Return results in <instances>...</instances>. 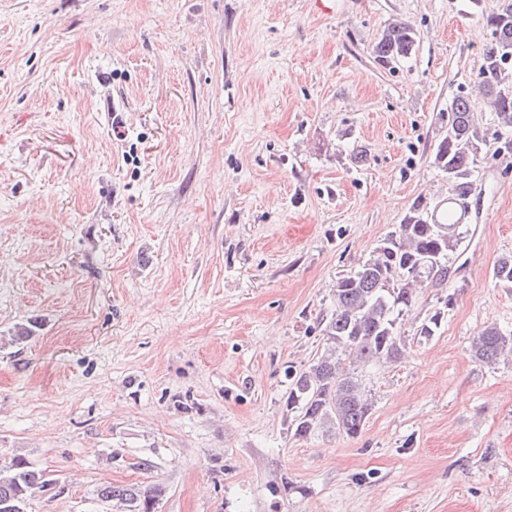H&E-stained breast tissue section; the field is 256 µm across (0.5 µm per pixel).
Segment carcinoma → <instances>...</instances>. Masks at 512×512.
I'll return each mask as SVG.
<instances>
[{
  "label": "carcinoma",
  "instance_id": "1",
  "mask_svg": "<svg viewBox=\"0 0 512 512\" xmlns=\"http://www.w3.org/2000/svg\"><path fill=\"white\" fill-rule=\"evenodd\" d=\"M482 20L492 41L484 54L481 93L499 125L512 130V0ZM416 41L411 26L394 22L381 32L372 53L379 64L389 66L408 58ZM486 145L469 93H457L448 107V132L432 154L433 166L448 179V201L418 198L374 254L337 279L331 314L321 320L324 350L305 369L286 371V409L293 414L294 435L308 438L336 430L353 438L361 433L373 402L357 373L369 364L398 358L399 320L411 307L416 287L448 277V262L469 233V200ZM493 275L496 283L512 287V256L499 258ZM471 351L475 360L495 364L512 355V334L489 325L473 339ZM55 482L50 473L15 454L0 462V504L27 512L30 498ZM164 494L161 484L144 490L112 485L96 489L101 501H115L123 512H156Z\"/></svg>",
  "mask_w": 512,
  "mask_h": 512
}]
</instances>
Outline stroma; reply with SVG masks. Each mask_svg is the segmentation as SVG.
<instances>
[{"label": "stroma", "instance_id": "35a3bbf8", "mask_svg": "<svg viewBox=\"0 0 512 512\" xmlns=\"http://www.w3.org/2000/svg\"><path fill=\"white\" fill-rule=\"evenodd\" d=\"M501 3L0 0V457L58 480L27 512L155 483L157 512H512V359L471 353L512 330V153L482 98L469 243L362 370L361 433L294 436L284 376L337 277L447 198L431 156ZM393 22L417 42L389 68ZM416 41L417 34L411 26L394 22L381 32L372 47V53L379 64L389 66L407 59L412 54ZM472 355L486 365L496 364L505 355H512V334H506L496 325L485 327L472 341Z\"/></svg>", "mask_w": 512, "mask_h": 512}]
</instances>
